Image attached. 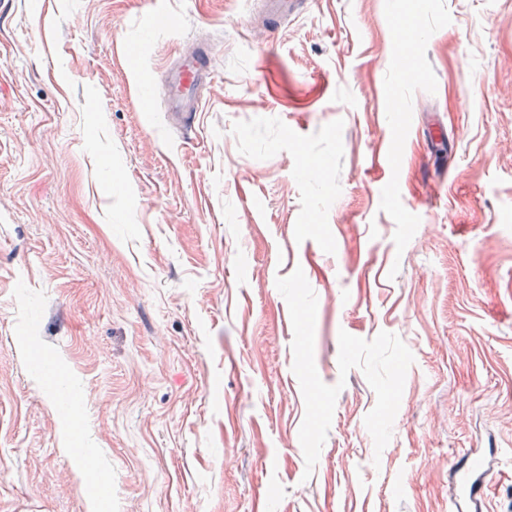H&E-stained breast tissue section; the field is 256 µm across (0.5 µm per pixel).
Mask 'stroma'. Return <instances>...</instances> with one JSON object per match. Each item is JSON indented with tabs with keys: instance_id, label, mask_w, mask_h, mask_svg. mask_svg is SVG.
<instances>
[{
	"instance_id": "obj_1",
	"label": "stroma",
	"mask_w": 512,
	"mask_h": 512,
	"mask_svg": "<svg viewBox=\"0 0 512 512\" xmlns=\"http://www.w3.org/2000/svg\"><path fill=\"white\" fill-rule=\"evenodd\" d=\"M263 16L0 0V512H449L483 448L512 512V0ZM200 43L180 128L145 79ZM298 268L342 386L310 475ZM343 331L414 355L379 454Z\"/></svg>"
}]
</instances>
